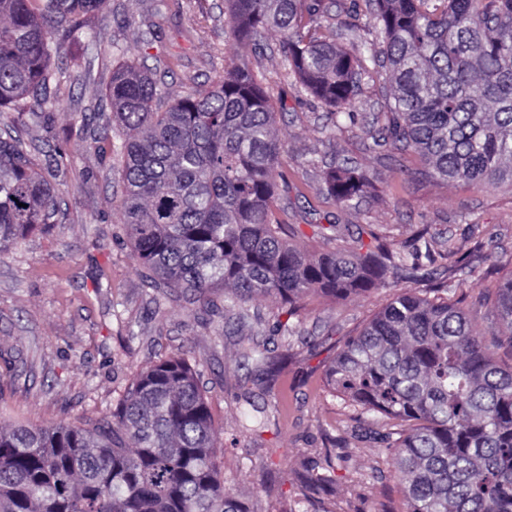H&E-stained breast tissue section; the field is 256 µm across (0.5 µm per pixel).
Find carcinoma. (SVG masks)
I'll use <instances>...</instances> for the list:
<instances>
[{
  "instance_id": "obj_1",
  "label": "carcinoma",
  "mask_w": 512,
  "mask_h": 512,
  "mask_svg": "<svg viewBox=\"0 0 512 512\" xmlns=\"http://www.w3.org/2000/svg\"><path fill=\"white\" fill-rule=\"evenodd\" d=\"M104 0H0V112L47 124L62 99L50 64L66 39L100 42L91 19ZM236 44L276 32L301 87L336 113L351 105L367 61L385 63L394 110L384 127L441 181L512 183V0H371L377 40L338 45L304 32L322 0H224ZM164 95L146 68L112 71V122L130 132L118 178L134 257L154 288H188L209 306L231 290L293 309L310 295L359 296L409 270L384 246L316 257L274 215L276 103L249 67L154 108ZM53 163L0 137V253L53 224ZM327 194L364 192L351 167ZM512 347V278L497 291ZM273 388L288 350L242 354ZM328 385L388 419L407 512H512V365L505 367L459 303L417 288L397 294L326 370ZM222 430L182 354L138 369L115 411L85 423L0 424V512H251L224 487Z\"/></svg>"
}]
</instances>
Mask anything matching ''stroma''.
I'll return each mask as SVG.
<instances>
[{"mask_svg": "<svg viewBox=\"0 0 512 512\" xmlns=\"http://www.w3.org/2000/svg\"><path fill=\"white\" fill-rule=\"evenodd\" d=\"M317 34L348 44L372 39L376 21L366 0H324ZM103 45L70 41L52 61L66 108L50 124L14 128L26 144L51 156L65 150L56 178L55 224L0 254V419L43 425L96 418L111 411L134 371L175 353L200 374L216 424L224 428V483L251 512H405L395 458L376 433V415L344 407L326 382L337 352L404 287L333 299L313 295L294 315L266 298L247 303L249 324L224 314L223 294L207 307L179 290L160 294L133 256L109 155L96 142L104 128L113 69L143 65L164 85L166 99L207 88L247 62L281 107L275 129L283 142L275 215L299 228L298 242L316 255L386 236L411 249L418 229L472 253L480 280L424 263L427 279L447 281L475 328L499 330V284L512 277V184L474 188L419 174L414 152L376 143L393 99L386 71L368 66L348 113L337 116L304 92L285 67L278 36L232 45L224 0H104L93 18ZM348 166L370 180L369 192L342 206L327 197L324 174ZM338 224L341 241L316 235ZM289 322L296 333L278 330ZM288 349L273 390L258 381L245 349ZM253 405L250 423L240 412ZM335 464V481L309 491L303 474Z\"/></svg>", "mask_w": 512, "mask_h": 512, "instance_id": "1", "label": "stroma"}]
</instances>
